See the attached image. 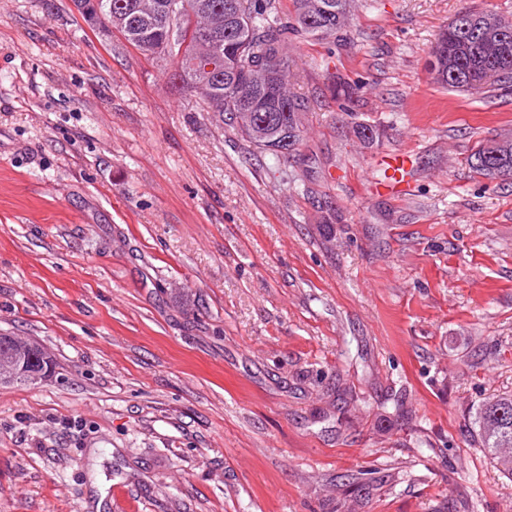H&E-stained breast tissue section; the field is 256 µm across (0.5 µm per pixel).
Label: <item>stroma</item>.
Wrapping results in <instances>:
<instances>
[{
  "label": "stroma",
  "mask_w": 512,
  "mask_h": 512,
  "mask_svg": "<svg viewBox=\"0 0 512 512\" xmlns=\"http://www.w3.org/2000/svg\"><path fill=\"white\" fill-rule=\"evenodd\" d=\"M67 2L0 0V333L55 363L0 386V512H512L467 433L512 393V185L467 164L512 92L426 69L512 0H354L353 44L292 40L291 184ZM322 72V76L332 83L334 91H336L335 99L339 110L353 114L354 107L359 102L360 85L336 82V73H330L328 65L323 68Z\"/></svg>",
  "instance_id": "obj_1"
}]
</instances>
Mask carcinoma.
<instances>
[{"label":"carcinoma","instance_id":"cac0c4a2","mask_svg":"<svg viewBox=\"0 0 512 512\" xmlns=\"http://www.w3.org/2000/svg\"><path fill=\"white\" fill-rule=\"evenodd\" d=\"M353 0H103L112 6V22L125 40L148 57L174 64L173 80L183 92L199 98L217 113L224 125L235 131L257 153L274 161L289 159L288 147L298 150L303 139V119L310 97L290 90L288 41L301 37L332 47L351 39ZM195 10L199 25L214 33L193 39L192 55L176 60L167 51L185 40L186 30L179 9ZM208 56L219 61L203 71L194 59ZM265 62L275 66L272 82L235 83L234 73ZM426 67L438 86L465 91L487 82L512 83V30L490 51L473 10L459 12L443 29L429 53ZM332 83L342 112L353 113L360 86L336 82V74L323 69ZM288 128L285 144L259 138L254 125ZM473 171L488 180L512 181V145L499 147L489 140L468 156ZM28 342L18 337H0V363L23 359L31 353ZM474 438L498 470L512 477V394L489 397L473 413Z\"/></svg>","mask_w":512,"mask_h":512}]
</instances>
